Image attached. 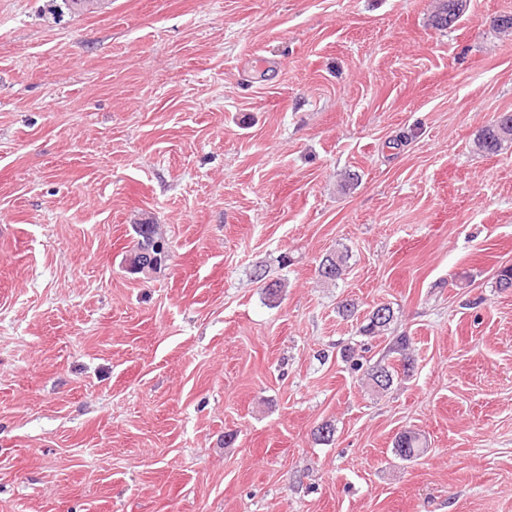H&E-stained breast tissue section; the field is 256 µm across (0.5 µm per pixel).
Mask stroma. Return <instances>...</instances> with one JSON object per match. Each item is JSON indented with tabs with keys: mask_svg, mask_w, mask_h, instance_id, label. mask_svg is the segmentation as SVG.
Wrapping results in <instances>:
<instances>
[{
	"mask_svg": "<svg viewBox=\"0 0 512 512\" xmlns=\"http://www.w3.org/2000/svg\"><path fill=\"white\" fill-rule=\"evenodd\" d=\"M435 5L0 0V512H512V0ZM468 0H439L437 10L432 15V25L446 29L457 22L467 9ZM512 142V112H503L486 125L478 136L475 146L485 154H495L502 146ZM134 230L137 239L124 258L127 270L132 273H141L142 269L153 273L161 270L168 260L169 248L158 233L157 224H137ZM347 254L342 251H333L323 257L317 268L318 280L336 282L341 280L347 270ZM379 309L386 310L388 315L384 319L377 317L376 310L378 311ZM393 318L394 312L389 305H379L375 307L368 316H366L358 329L359 335L369 337L378 336L389 329ZM395 454L405 460H417L427 451L425 441L415 431L401 432L394 440Z\"/></svg>",
	"mask_w": 512,
	"mask_h": 512,
	"instance_id": "obj_1",
	"label": "stroma"
}]
</instances>
